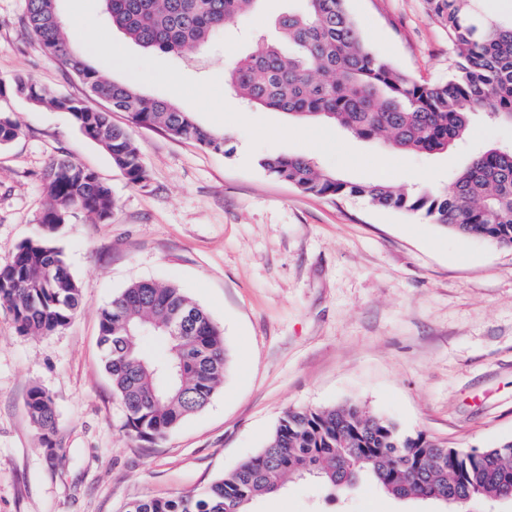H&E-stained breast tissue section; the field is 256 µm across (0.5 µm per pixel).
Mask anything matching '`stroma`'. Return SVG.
Instances as JSON below:
<instances>
[{
    "mask_svg": "<svg viewBox=\"0 0 512 512\" xmlns=\"http://www.w3.org/2000/svg\"><path fill=\"white\" fill-rule=\"evenodd\" d=\"M291 0L229 19L197 59L148 51L113 27L100 0H61L79 51L104 75L194 113L230 139L216 154L158 129L133 137L148 171L131 185L67 113L0 100L23 128L0 148V265L39 231L43 176L70 158L112 188L107 223L77 212L55 234L82 292L67 327L20 333L0 306V512H123L145 497L196 495L260 451L284 414L353 400L453 448L512 440V249L361 198L322 199L262 170L303 154L352 182L446 188L470 154L512 143V124L472 118L470 139L436 155L398 154L337 126L244 106L224 83L256 34ZM371 48L422 82L447 80L455 54L427 0H346ZM25 0H0V78L29 77L86 97L81 81L28 32ZM172 282L224 332L229 367L202 411L163 440L128 432L99 345L102 309L128 284ZM52 396L43 440L26 405ZM252 512H442L371 481L329 492L290 479Z\"/></svg>",
    "mask_w": 512,
    "mask_h": 512,
    "instance_id": "obj_1",
    "label": "stroma"
}]
</instances>
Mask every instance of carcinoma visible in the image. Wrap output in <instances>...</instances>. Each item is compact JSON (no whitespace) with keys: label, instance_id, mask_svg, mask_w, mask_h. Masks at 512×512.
<instances>
[{"label":"carcinoma","instance_id":"1","mask_svg":"<svg viewBox=\"0 0 512 512\" xmlns=\"http://www.w3.org/2000/svg\"><path fill=\"white\" fill-rule=\"evenodd\" d=\"M112 25L141 46L187 56L200 52L224 21L253 10L259 0H104ZM278 17L280 39L258 37L237 58L227 84L247 104L299 118H323L394 151L435 154L470 136L472 114L512 122V13H490L484 0H430L448 28L456 64L448 80L422 83L376 54L345 7L346 0H301ZM24 21L46 53L74 74L88 99L55 93L31 79L0 78V99H24L68 113L82 134L102 146L129 181L147 169L129 130L112 124L124 112L134 127L156 128L216 153L228 138L199 125L192 113L108 79L77 54L60 20L59 0H26ZM102 101L98 108L91 101ZM22 127L0 113V146ZM259 166L299 191L325 199L357 197L374 206L424 216L462 236L512 247V147L483 150L448 190L404 191L389 184L352 182L320 171L305 156L267 155ZM49 204L38 234L0 266V304L18 329L47 335L74 319L81 289L55 243L58 227L79 210L105 223L112 190L93 171L67 159L44 177ZM99 341L126 426L151 441L204 409L226 371L223 330L174 283L134 282L105 306ZM30 416L44 441L57 425L54 402L41 387L28 395ZM291 476L311 477L336 490L370 479L402 500L435 502L468 512L478 500L505 501L512 490V440L491 448H450L410 434L356 402L288 411L264 447L198 496L142 498L125 512H250L252 502L278 492Z\"/></svg>","mask_w":512,"mask_h":512}]
</instances>
